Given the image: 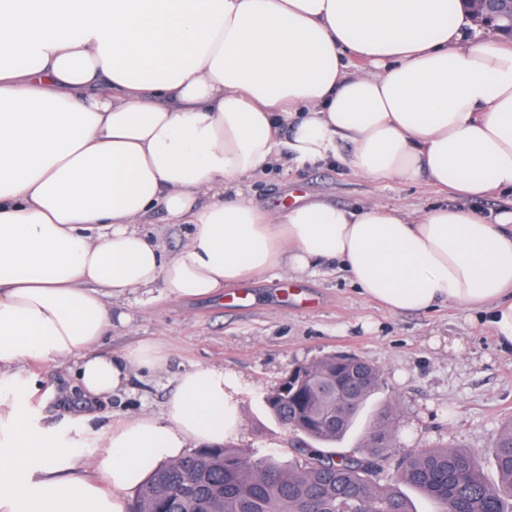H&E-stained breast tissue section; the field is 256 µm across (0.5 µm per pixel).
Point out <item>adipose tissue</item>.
I'll return each mask as SVG.
<instances>
[{
    "mask_svg": "<svg viewBox=\"0 0 512 512\" xmlns=\"http://www.w3.org/2000/svg\"><path fill=\"white\" fill-rule=\"evenodd\" d=\"M460 0H0V371L71 360L102 402L166 368L102 352L113 299L223 295L272 270L348 272L394 314L476 312L512 347V47L467 39ZM452 203L259 207L243 178L331 159ZM189 232L166 253L154 212ZM238 376L179 372L160 414L113 421L82 468L0 396V512H127L189 445L242 426Z\"/></svg>",
    "mask_w": 512,
    "mask_h": 512,
    "instance_id": "adipose-tissue-1",
    "label": "adipose tissue"
}]
</instances>
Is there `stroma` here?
I'll list each match as a JSON object with an SVG mask.
<instances>
[{"instance_id": "stroma-1", "label": "stroma", "mask_w": 512, "mask_h": 512, "mask_svg": "<svg viewBox=\"0 0 512 512\" xmlns=\"http://www.w3.org/2000/svg\"><path fill=\"white\" fill-rule=\"evenodd\" d=\"M243 188L272 207L288 194L342 206L382 202L423 211L444 202L436 187L375 182L335 162L302 168L278 166L246 178ZM114 309L130 313L129 326H113L104 351L120 353L144 338L159 340L169 355L166 372L143 375L128 391L100 403L94 417L69 392L73 365L57 360L25 363L37 393L26 406L33 426L72 444L90 459L117 417L160 412L176 373L196 365L218 366L242 381L243 424L230 446L295 456L294 432L266 409L265 397L291 369L336 354L361 357L382 373L381 387L344 439L319 444L325 454L361 455L366 433L386 408L395 424L374 477L387 480L411 449L451 447L478 451L487 481L497 479L492 443L512 417V350L501 347L473 312L443 307L395 315L366 301L331 269L289 280L284 272L225 288L223 300L184 304L162 297L143 303L133 294Z\"/></svg>"}]
</instances>
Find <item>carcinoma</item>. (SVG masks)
Instances as JSON below:
<instances>
[{
    "mask_svg": "<svg viewBox=\"0 0 512 512\" xmlns=\"http://www.w3.org/2000/svg\"><path fill=\"white\" fill-rule=\"evenodd\" d=\"M369 383L345 408L337 387L352 373ZM311 378L301 390H274L266 399L279 421L296 422V431L320 443L336 442L378 389V370L363 359L345 364L329 357L307 366ZM393 413L385 409L364 440L366 455L326 456L300 449L301 459L284 464L274 454L246 448H202L191 459L158 467L137 491L132 512H413L400 487L422 492L433 512H512V418L494 438L498 481L482 475L472 449L413 448L384 483L369 478L371 457L387 448Z\"/></svg>",
    "mask_w": 512,
    "mask_h": 512,
    "instance_id": "obj_1",
    "label": "carcinoma"
}]
</instances>
